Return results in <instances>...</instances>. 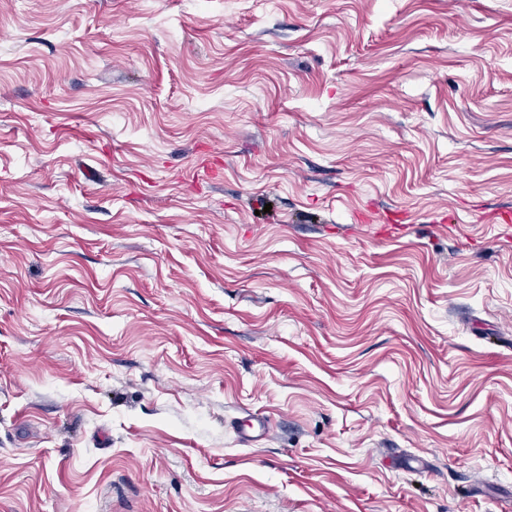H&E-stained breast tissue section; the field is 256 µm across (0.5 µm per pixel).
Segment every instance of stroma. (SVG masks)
Instances as JSON below:
<instances>
[{
    "label": "stroma",
    "instance_id": "stroma-1",
    "mask_svg": "<svg viewBox=\"0 0 512 512\" xmlns=\"http://www.w3.org/2000/svg\"><path fill=\"white\" fill-rule=\"evenodd\" d=\"M500 207L512 0H0V512H512ZM239 434L244 442H257L268 437V421L263 418H250L239 426Z\"/></svg>",
    "mask_w": 512,
    "mask_h": 512
}]
</instances>
